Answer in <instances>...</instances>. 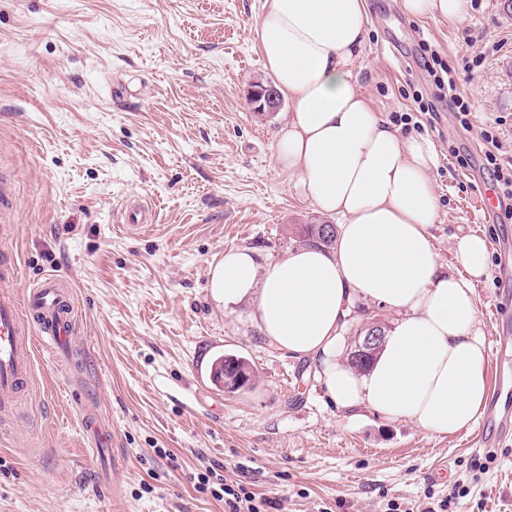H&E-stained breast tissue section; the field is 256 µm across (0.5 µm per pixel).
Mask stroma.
Returning <instances> with one entry per match:
<instances>
[{
  "label": "stroma",
  "mask_w": 512,
  "mask_h": 512,
  "mask_svg": "<svg viewBox=\"0 0 512 512\" xmlns=\"http://www.w3.org/2000/svg\"><path fill=\"white\" fill-rule=\"evenodd\" d=\"M263 0H0V182L11 188L0 250L16 253L14 290L46 275L74 305L68 354L37 343L31 385L0 409V512H224L197 475L220 463L282 512H512V446L479 452L474 428L451 437L329 406L306 362L268 345L243 303L210 295L209 268L247 248L260 264L299 247L293 227L326 222L276 163L282 114L252 112L270 81L257 49ZM363 90L401 132L428 138L439 212L430 233L443 271L456 242L488 241L475 284L481 328L498 332L499 265L512 255V204L477 209L488 174L484 132L512 168V9L471 0L448 26L367 0ZM435 50L472 112L461 128L421 67ZM431 99L420 112L416 95ZM154 217L127 232L123 205ZM225 354L248 359L251 389L211 377ZM116 435L82 433L80 401ZM447 465L446 479H433Z\"/></svg>",
  "instance_id": "35a3bbf8"
}]
</instances>
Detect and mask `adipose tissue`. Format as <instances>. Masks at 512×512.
Returning a JSON list of instances; mask_svg holds the SVG:
<instances>
[{"label":"adipose tissue","mask_w":512,"mask_h":512,"mask_svg":"<svg viewBox=\"0 0 512 512\" xmlns=\"http://www.w3.org/2000/svg\"><path fill=\"white\" fill-rule=\"evenodd\" d=\"M468 0H401L405 14L460 23ZM366 0H264L255 37L289 109L276 163L301 197L337 217L333 248L303 245L259 266L245 248L209 270L214 300L250 299L261 336L310 360L328 403L347 413L408 420L442 437L469 427L489 378L474 282L486 276L484 237L459 239V274L440 269L429 229L438 216L430 140L402 135L360 87ZM399 313L372 366L345 356L357 302Z\"/></svg>","instance_id":"1"}]
</instances>
